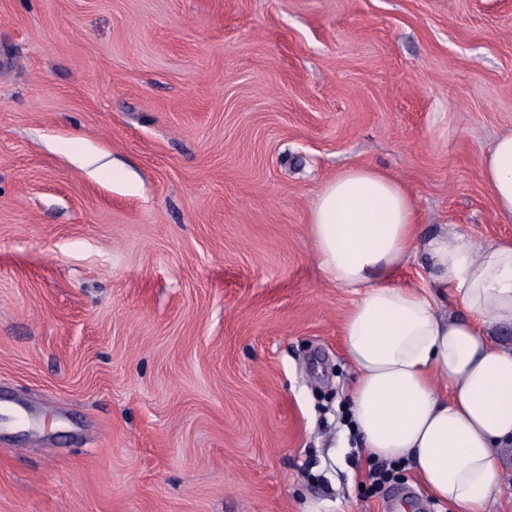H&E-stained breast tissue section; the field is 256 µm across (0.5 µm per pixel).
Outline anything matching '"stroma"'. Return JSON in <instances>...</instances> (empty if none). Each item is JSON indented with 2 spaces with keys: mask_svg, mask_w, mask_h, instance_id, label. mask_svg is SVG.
Returning a JSON list of instances; mask_svg holds the SVG:
<instances>
[{
  "mask_svg": "<svg viewBox=\"0 0 512 512\" xmlns=\"http://www.w3.org/2000/svg\"><path fill=\"white\" fill-rule=\"evenodd\" d=\"M512 0H0V512H452L347 434L325 180L512 238ZM498 217L512 223V132L501 134L486 154L481 167Z\"/></svg>",
  "mask_w": 512,
  "mask_h": 512,
  "instance_id": "35a3bbf8",
  "label": "stroma"
}]
</instances>
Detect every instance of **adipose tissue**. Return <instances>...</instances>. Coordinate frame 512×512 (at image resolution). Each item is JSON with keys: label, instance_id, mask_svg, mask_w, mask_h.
Listing matches in <instances>:
<instances>
[{"label": "adipose tissue", "instance_id": "1", "mask_svg": "<svg viewBox=\"0 0 512 512\" xmlns=\"http://www.w3.org/2000/svg\"><path fill=\"white\" fill-rule=\"evenodd\" d=\"M498 217L512 223V132L481 167ZM401 181L350 165L323 183L309 236L325 278L357 301L342 325L357 377L353 429L371 458L409 463L456 512H486L512 447V239L477 247L458 234H419ZM423 257L427 291L394 282ZM456 297L467 314L444 312Z\"/></svg>", "mask_w": 512, "mask_h": 512}]
</instances>
